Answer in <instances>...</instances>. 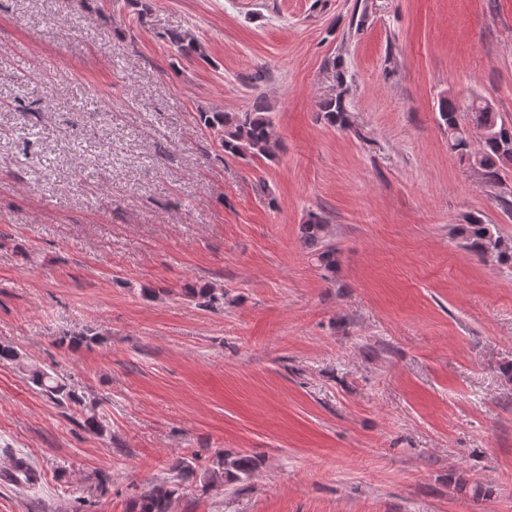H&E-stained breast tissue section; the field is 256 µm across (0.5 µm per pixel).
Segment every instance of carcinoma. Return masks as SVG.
<instances>
[{"label": "carcinoma", "mask_w": 512, "mask_h": 512, "mask_svg": "<svg viewBox=\"0 0 512 512\" xmlns=\"http://www.w3.org/2000/svg\"><path fill=\"white\" fill-rule=\"evenodd\" d=\"M167 38L177 52L185 58L204 59L206 54L200 43L188 32H171ZM348 90L322 101L319 105L323 118L328 124L339 129L350 127L347 101ZM271 106L267 99L256 98L251 109L245 112H201L199 122L209 129L225 156L247 161L271 160L279 143L272 135ZM440 125L448 130V146L459 160L467 161L484 181L491 185L500 182L502 172L512 168V121L504 120L501 113L489 109L488 100L474 101L468 112V125H462L455 103L448 99L439 105ZM479 132V148L470 146L467 127ZM328 224L319 215L311 217L301 230L305 244L314 248L318 267L328 273L336 268V247L325 243ZM466 249L479 257H492L500 264L512 265V242L502 237L494 224H487L480 218H473L458 228ZM188 294L200 297L206 303L224 298V289L191 288ZM0 362L12 364L25 378L38 388L40 393L58 405H73L80 409L84 427L96 434L104 432L99 416L88 410L84 401L53 376L43 366L29 363L13 346L0 344ZM201 453L178 457L172 461L170 470L173 479L149 485L131 497L126 512H172V505L181 494L182 483L196 475ZM258 463L246 454L219 453L211 464L203 465L204 488L214 489L234 481L248 478L257 469Z\"/></svg>", "instance_id": "cac0c4a2"}]
</instances>
